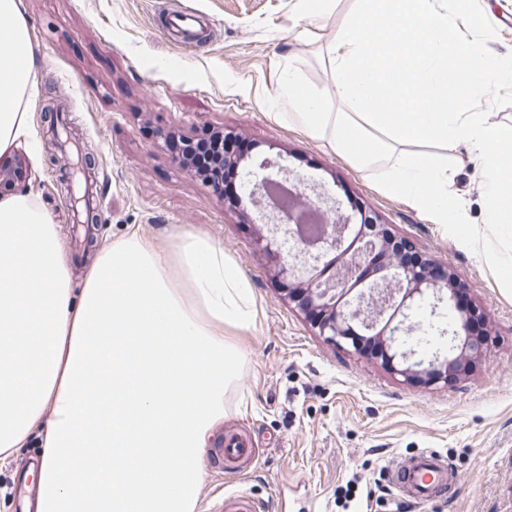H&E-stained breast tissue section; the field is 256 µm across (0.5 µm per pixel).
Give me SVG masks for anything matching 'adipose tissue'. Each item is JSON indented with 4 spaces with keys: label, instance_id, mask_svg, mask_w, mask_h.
<instances>
[{
    "label": "adipose tissue",
    "instance_id": "1",
    "mask_svg": "<svg viewBox=\"0 0 512 512\" xmlns=\"http://www.w3.org/2000/svg\"><path fill=\"white\" fill-rule=\"evenodd\" d=\"M20 0H0V155L36 98ZM250 285L222 248L133 232L74 288L56 224L27 193L0 199V462L44 432L36 512H196L199 464L224 416Z\"/></svg>",
    "mask_w": 512,
    "mask_h": 512
}]
</instances>
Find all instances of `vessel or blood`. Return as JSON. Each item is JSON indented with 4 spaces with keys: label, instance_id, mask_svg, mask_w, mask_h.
<instances>
[{
    "label": "vessel or blood",
    "instance_id": "1",
    "mask_svg": "<svg viewBox=\"0 0 512 512\" xmlns=\"http://www.w3.org/2000/svg\"><path fill=\"white\" fill-rule=\"evenodd\" d=\"M165 29L174 30L188 38H196L202 29L201 19L191 13L167 16ZM253 455V442L248 435L232 432L218 442L215 460L224 471L235 470L239 463ZM395 491L402 496L422 501H434L452 492L456 479L447 460L432 451L421 452L401 462L390 472ZM223 512H261L259 502L238 493L224 495Z\"/></svg>",
    "mask_w": 512,
    "mask_h": 512
}]
</instances>
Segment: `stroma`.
<instances>
[{
	"label": "stroma",
	"instance_id": "stroma-1",
	"mask_svg": "<svg viewBox=\"0 0 512 512\" xmlns=\"http://www.w3.org/2000/svg\"><path fill=\"white\" fill-rule=\"evenodd\" d=\"M355 0H337L329 15L301 0H22L36 60L32 138L17 147L29 169L27 191L71 241V159L44 118L60 121L94 158L87 177L95 241L137 231L165 243L186 233L207 236L250 284L254 321L225 326L242 355L224 394V418L212 431L247 428L257 443L253 463L237 474L216 467L211 448L199 461L205 478L196 512H217L225 491L250 496L265 512H512V295L486 263L432 223L410 200L355 167L327 140L277 118L264 102L275 95L284 65L342 109L325 45ZM497 27L498 56L512 52V0H480ZM190 11L210 23L203 45L187 46L156 24L158 12ZM227 129L253 145V158L282 154L289 167L324 184L344 206H366L465 284L469 302L487 318L490 345L475 370L448 384L408 385L379 363L315 335L280 293L273 265L259 246L253 207L225 203L190 174L168 148L170 135L199 139ZM452 190L466 216L485 218L480 163L466 145L449 151ZM33 435L0 467V512H18V480L42 452ZM433 450L458 477L441 502H399L387 479L403 458ZM357 480L349 508L336 497Z\"/></svg>",
	"mask_w": 512,
	"mask_h": 512
}]
</instances>
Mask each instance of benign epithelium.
<instances>
[{"label":"benign epithelium","instance_id":"benign-epithelium-1","mask_svg":"<svg viewBox=\"0 0 512 512\" xmlns=\"http://www.w3.org/2000/svg\"><path fill=\"white\" fill-rule=\"evenodd\" d=\"M27 176L19 156L0 163V188L6 191H21ZM282 180L294 184L303 206L321 211L326 221L306 241L295 212L266 209L256 220L258 242L283 296L317 335L359 355V339L375 338L372 357L413 386L446 385L472 372L489 339L470 330L469 312L457 302L459 278L428 255L403 260L402 253L415 247L377 212L343 211L340 200L277 159L265 157L245 170L247 198H265ZM291 240L296 248L283 251Z\"/></svg>","mask_w":512,"mask_h":512}]
</instances>
